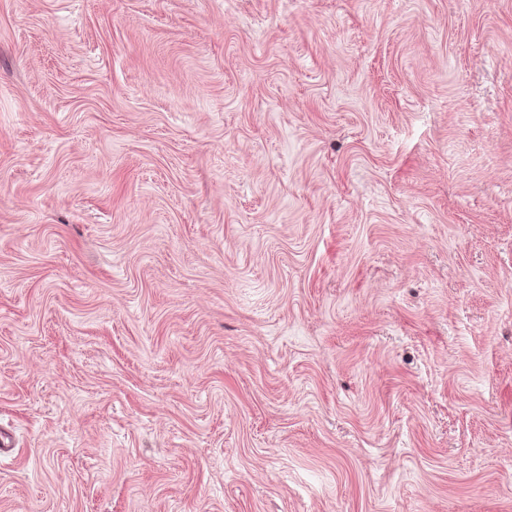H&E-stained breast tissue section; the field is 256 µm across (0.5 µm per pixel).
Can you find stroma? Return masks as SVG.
Segmentation results:
<instances>
[{
	"instance_id": "obj_1",
	"label": "stroma",
	"mask_w": 512,
	"mask_h": 512,
	"mask_svg": "<svg viewBox=\"0 0 512 512\" xmlns=\"http://www.w3.org/2000/svg\"><path fill=\"white\" fill-rule=\"evenodd\" d=\"M0 512H512V0H0Z\"/></svg>"
}]
</instances>
